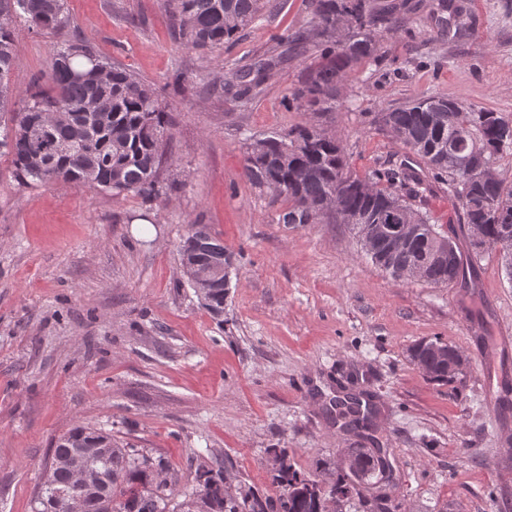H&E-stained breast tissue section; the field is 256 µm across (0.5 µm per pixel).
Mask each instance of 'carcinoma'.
<instances>
[{
	"label": "carcinoma",
	"instance_id": "1",
	"mask_svg": "<svg viewBox=\"0 0 512 512\" xmlns=\"http://www.w3.org/2000/svg\"><path fill=\"white\" fill-rule=\"evenodd\" d=\"M312 18L306 27L286 38L288 50L303 55L312 47L321 51V63L309 71L295 99L307 100L320 112L336 111L338 90L350 72L370 66L378 60L376 30L383 25L396 29V11L379 7L374 0H310ZM267 0H167L171 26L176 39L194 49H220L239 38V34L264 19ZM64 0H0V149L12 155L15 176L25 182H63L87 185L114 193L134 192L145 200L159 194V171L169 138L166 105L156 90L128 70L103 61L77 37H65L54 48L48 78L50 90L30 95L17 110H6L14 93L11 73L17 64L11 22L19 15L32 25L64 34L68 17ZM350 22L344 45L336 41V19ZM268 63L258 60L248 72L253 79L238 86L232 99L247 103L262 93ZM448 102L442 96L412 100L380 113L379 126L406 149L402 159L381 163L365 176L348 170L341 145L322 127L298 125L286 133L264 138L263 148L247 147L245 175L258 186L288 199V209L279 214L284 224H318L326 213L317 204L338 195L340 205L354 213H366L373 202L400 197L419 218L413 237L393 247L384 236L376 238L372 248L375 265L391 276L423 266L424 283L450 286L464 276V262L458 248L451 261L431 259L442 225L432 222L429 213L415 208L422 187L436 184L448 187V195L461 209L460 223L472 229L480 227L490 250L512 253V186L502 179L468 183L448 155V148L471 155L478 162H495L505 150H512V139L503 140L502 131L509 122L498 112L463 111L445 113L440 124H433L424 104ZM63 112L66 119L47 126L42 136L30 134L33 120L40 113ZM41 153V165L32 156ZM364 186L372 196L357 188ZM224 255V242L206 229L190 225L180 247V257L192 265L193 273L206 271ZM457 350L438 340H423L410 349L431 381L452 382L448 362ZM94 444L104 453L90 465L102 473L99 485L84 497L82 512H331L325 501H316L295 488L299 480L314 483L318 479L297 470L284 448L274 449L272 484L280 488L277 498L250 486L231 490L225 483L224 468L208 469L201 474L198 492L175 507H169L175 481L168 462L152 457L109 433L76 426L53 448V455L69 459L83 445ZM358 457L347 468L336 470L327 483L360 495V487L376 477L379 459L357 449ZM70 474L58 466L48 470L41 491L69 486Z\"/></svg>",
	"mask_w": 512,
	"mask_h": 512
}]
</instances>
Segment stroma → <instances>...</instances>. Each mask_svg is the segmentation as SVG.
Wrapping results in <instances>:
<instances>
[{"mask_svg": "<svg viewBox=\"0 0 512 512\" xmlns=\"http://www.w3.org/2000/svg\"><path fill=\"white\" fill-rule=\"evenodd\" d=\"M379 30L377 71L360 67L323 116L292 94L320 61L289 56L247 106L224 84L311 19L308 0H270L262 23L215 51L181 44L164 0H65L68 30L156 89L170 120L176 190L153 201L80 184L26 183L0 154V512H34L52 449L76 426L163 456L177 492L222 459L269 496L270 451L336 470L347 448H388L392 512H512V281L497 252L445 288L393 278L348 225L278 221L286 204L244 174L252 138L332 130L351 172L402 154L377 113L422 96L512 118V0H410ZM17 98L46 89L54 33L12 23ZM201 224L233 256L224 309L205 308L179 247ZM439 339L467 361L452 384L409 356ZM378 407L365 437L328 416L352 383Z\"/></svg>", "mask_w": 512, "mask_h": 512, "instance_id": "obj_1", "label": "stroma"}]
</instances>
